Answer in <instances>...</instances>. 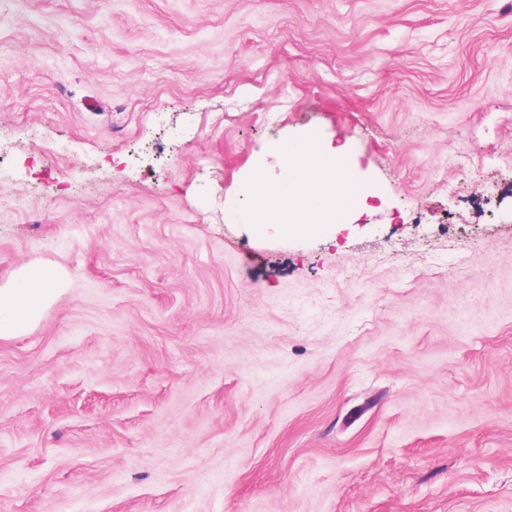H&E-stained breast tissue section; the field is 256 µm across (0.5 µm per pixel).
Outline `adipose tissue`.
<instances>
[{"label":"adipose tissue","mask_w":512,"mask_h":512,"mask_svg":"<svg viewBox=\"0 0 512 512\" xmlns=\"http://www.w3.org/2000/svg\"><path fill=\"white\" fill-rule=\"evenodd\" d=\"M339 150L310 149L308 142L289 144L280 153V177L271 181L256 168L251 184L250 224L278 226L284 234L307 233L332 224L344 207L354 181L337 170ZM62 283L49 267L21 268L14 283L0 288V338L22 334L42 315Z\"/></svg>","instance_id":"1"}]
</instances>
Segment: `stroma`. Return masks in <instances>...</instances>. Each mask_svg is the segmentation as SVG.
Segmentation results:
<instances>
[{
	"instance_id": "1",
	"label": "stroma",
	"mask_w": 512,
	"mask_h": 512,
	"mask_svg": "<svg viewBox=\"0 0 512 512\" xmlns=\"http://www.w3.org/2000/svg\"><path fill=\"white\" fill-rule=\"evenodd\" d=\"M0 165V512H512V0H0ZM308 141L290 143L280 152V178L270 181L264 166L255 169L251 184L249 224L263 229L278 225L282 233H307L319 224H335L345 206L350 177L341 150L315 148ZM336 161L345 171L336 170ZM62 283L49 267H23L14 283L0 288V338L22 334L42 315Z\"/></svg>"
}]
</instances>
